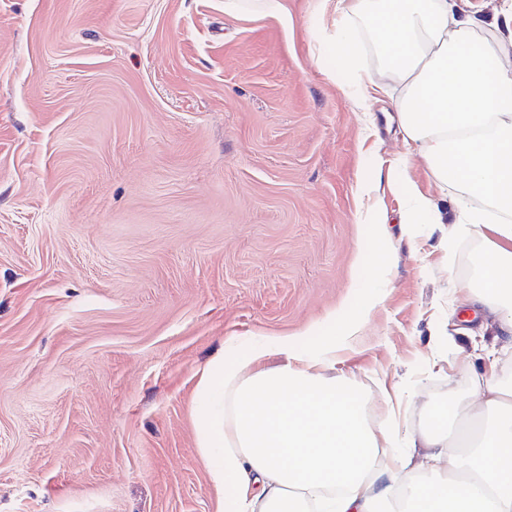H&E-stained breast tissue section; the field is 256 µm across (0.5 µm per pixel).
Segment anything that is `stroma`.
<instances>
[{
	"mask_svg": "<svg viewBox=\"0 0 512 512\" xmlns=\"http://www.w3.org/2000/svg\"><path fill=\"white\" fill-rule=\"evenodd\" d=\"M283 6L0 0V512H213L198 373L309 345L369 290L334 371L370 424L470 395L495 333L468 290L481 243L403 238L405 181L452 198L389 97L319 54L331 17ZM374 203L394 251L370 260Z\"/></svg>",
	"mask_w": 512,
	"mask_h": 512,
	"instance_id": "stroma-1",
	"label": "stroma"
}]
</instances>
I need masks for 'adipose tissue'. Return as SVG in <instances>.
Instances as JSON below:
<instances>
[{
  "instance_id": "adipose-tissue-1",
  "label": "adipose tissue",
  "mask_w": 512,
  "mask_h": 512,
  "mask_svg": "<svg viewBox=\"0 0 512 512\" xmlns=\"http://www.w3.org/2000/svg\"><path fill=\"white\" fill-rule=\"evenodd\" d=\"M330 9L336 19L320 41L360 82L393 88L406 143L439 186L459 193L450 215L409 190L401 224L482 240L472 298L495 315L501 344L482 354L473 401L456 404L480 423L467 448L430 411L407 450L386 460L395 431L371 426L356 381L332 373L375 296L348 300L314 349L277 338L229 363L215 356L197 382L193 420L215 512H512V384L496 373L500 355L512 354V0L490 10L477 0H315L317 13ZM368 36L372 69L361 64ZM273 356L281 365L268 366Z\"/></svg>"
}]
</instances>
